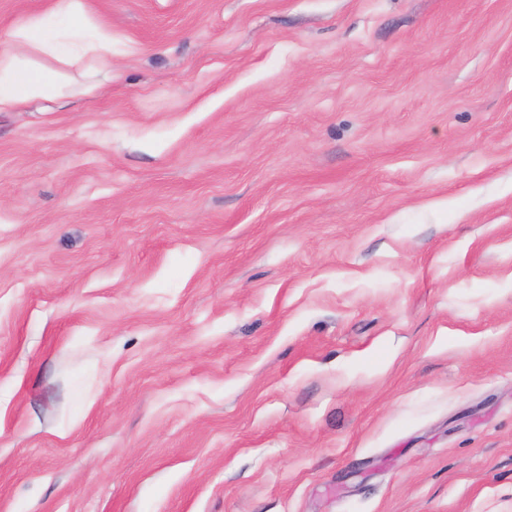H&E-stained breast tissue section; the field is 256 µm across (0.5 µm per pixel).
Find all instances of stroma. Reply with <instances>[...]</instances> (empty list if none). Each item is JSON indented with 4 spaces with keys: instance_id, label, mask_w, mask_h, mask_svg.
I'll return each mask as SVG.
<instances>
[{
    "instance_id": "1",
    "label": "stroma",
    "mask_w": 512,
    "mask_h": 512,
    "mask_svg": "<svg viewBox=\"0 0 512 512\" xmlns=\"http://www.w3.org/2000/svg\"><path fill=\"white\" fill-rule=\"evenodd\" d=\"M0 112V512H512V0H84ZM82 0H54L44 12L32 14L11 32V42L0 49V112L21 108L33 98L59 92L62 73L26 58L45 54L66 67H79L84 59L112 70V36L99 33L88 40Z\"/></svg>"
}]
</instances>
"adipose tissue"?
<instances>
[{
  "mask_svg": "<svg viewBox=\"0 0 512 512\" xmlns=\"http://www.w3.org/2000/svg\"><path fill=\"white\" fill-rule=\"evenodd\" d=\"M83 0H53L44 12L30 15L11 32V42L0 48V112L21 108L31 99L57 94L61 67H78L83 61L112 67V38L86 34ZM34 54H45L56 64L45 67L31 62Z\"/></svg>",
  "mask_w": 512,
  "mask_h": 512,
  "instance_id": "obj_1",
  "label": "adipose tissue"
}]
</instances>
